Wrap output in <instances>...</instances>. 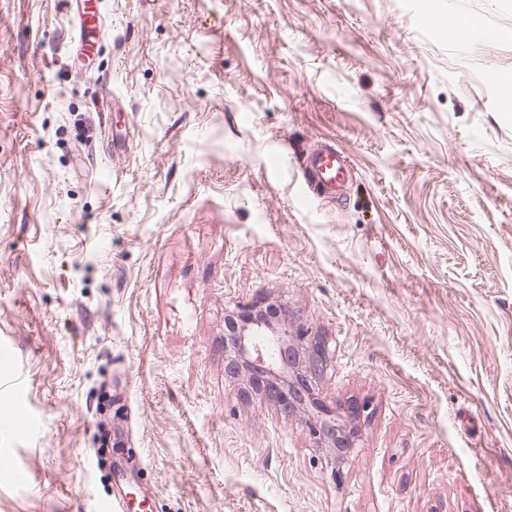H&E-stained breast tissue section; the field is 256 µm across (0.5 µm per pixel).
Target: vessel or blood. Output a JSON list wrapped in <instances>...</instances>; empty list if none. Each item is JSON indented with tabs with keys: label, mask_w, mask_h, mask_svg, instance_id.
<instances>
[{
	"label": "vessel or blood",
	"mask_w": 512,
	"mask_h": 512,
	"mask_svg": "<svg viewBox=\"0 0 512 512\" xmlns=\"http://www.w3.org/2000/svg\"><path fill=\"white\" fill-rule=\"evenodd\" d=\"M82 8L76 16V27L83 50H90L88 31L98 18L91 10L90 0H80ZM302 195L306 200L339 198L351 176V166L346 156L336 147L324 144L306 155L302 171Z\"/></svg>",
	"instance_id": "obj_1"
}]
</instances>
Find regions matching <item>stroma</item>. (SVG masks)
Segmentation results:
<instances>
[{"label": "stroma", "instance_id": "stroma-1", "mask_svg": "<svg viewBox=\"0 0 512 512\" xmlns=\"http://www.w3.org/2000/svg\"><path fill=\"white\" fill-rule=\"evenodd\" d=\"M100 2L82 65L67 0H0V512H512V0ZM259 298L361 409L340 475L224 373ZM301 176L304 199L335 200L351 176V166L343 153L325 143L306 155Z\"/></svg>", "mask_w": 512, "mask_h": 512}]
</instances>
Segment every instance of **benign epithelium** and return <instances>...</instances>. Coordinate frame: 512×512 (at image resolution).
<instances>
[{
  "instance_id": "7a95c632",
  "label": "benign epithelium",
  "mask_w": 512,
  "mask_h": 512,
  "mask_svg": "<svg viewBox=\"0 0 512 512\" xmlns=\"http://www.w3.org/2000/svg\"><path fill=\"white\" fill-rule=\"evenodd\" d=\"M225 351L227 375L248 384L260 382L259 394L286 415L304 411L315 379L327 366L324 342L312 338L288 311L271 315L257 302L240 306L225 337ZM350 420L321 403L316 413L307 414V428L320 446L328 448L336 475L353 447Z\"/></svg>"
}]
</instances>
